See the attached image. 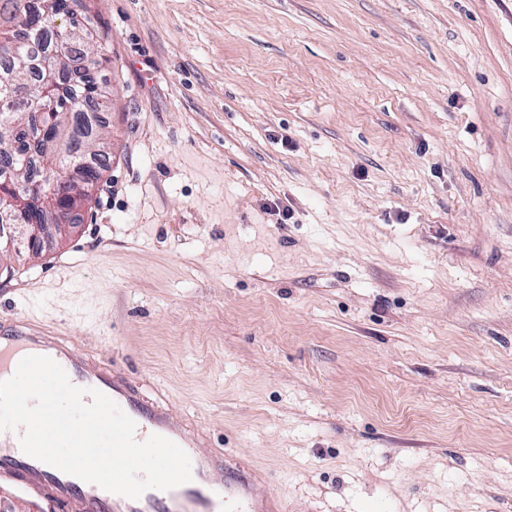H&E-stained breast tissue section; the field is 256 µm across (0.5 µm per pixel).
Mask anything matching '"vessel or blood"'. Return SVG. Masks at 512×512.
Listing matches in <instances>:
<instances>
[{
    "instance_id": "obj_1",
    "label": "vessel or blood",
    "mask_w": 512,
    "mask_h": 512,
    "mask_svg": "<svg viewBox=\"0 0 512 512\" xmlns=\"http://www.w3.org/2000/svg\"><path fill=\"white\" fill-rule=\"evenodd\" d=\"M29 355L56 361L77 386L96 389L136 423L135 437L157 434L189 456L192 479L167 491L150 489L130 499L108 492L25 454L15 432H0V484L53 502L58 512H282L275 491L258 496L246 468L220 449H206L200 429L173 421L165 403L133 385L121 372L76 344L40 327L0 328V381Z\"/></svg>"
}]
</instances>
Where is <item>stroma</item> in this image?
Wrapping results in <instances>:
<instances>
[{"label": "stroma", "instance_id": "35a3bbf8", "mask_svg": "<svg viewBox=\"0 0 512 512\" xmlns=\"http://www.w3.org/2000/svg\"><path fill=\"white\" fill-rule=\"evenodd\" d=\"M112 157L0 323L158 390L288 512H512V0H73Z\"/></svg>", "mask_w": 512, "mask_h": 512}]
</instances>
